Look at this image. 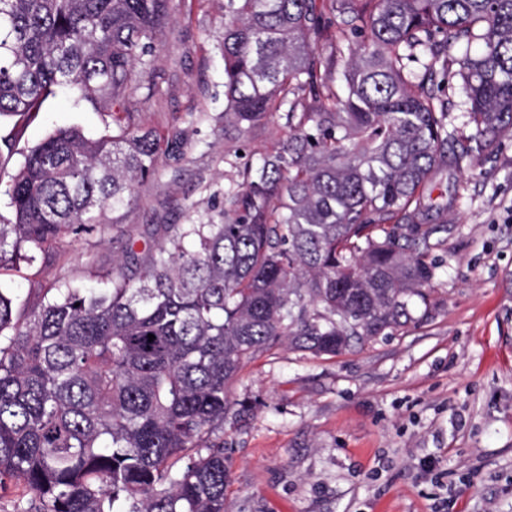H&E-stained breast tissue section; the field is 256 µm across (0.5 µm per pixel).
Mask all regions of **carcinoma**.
I'll use <instances>...</instances> for the list:
<instances>
[{
	"label": "carcinoma",
	"mask_w": 512,
	"mask_h": 512,
	"mask_svg": "<svg viewBox=\"0 0 512 512\" xmlns=\"http://www.w3.org/2000/svg\"><path fill=\"white\" fill-rule=\"evenodd\" d=\"M171 3L0 0V117L23 128L70 88L112 120L26 151L0 272L101 235L184 155L139 121ZM222 54L218 220L166 224L142 251L120 232L97 288L0 284V501L14 512H224V422L252 408L231 394L243 362L280 346L334 356L428 318L431 238L448 232L419 221L436 177L512 136V0H224ZM270 123L285 135L239 154ZM457 69L458 65L449 66L448 112L451 113L450 117L453 124L457 127H462L461 119H454L462 112L461 102L463 101V96L459 89L460 79L458 76H454Z\"/></svg>",
	"instance_id": "carcinoma-1"
}]
</instances>
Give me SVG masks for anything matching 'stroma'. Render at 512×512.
I'll list each match as a JSON object with an SVG mask.
<instances>
[{
	"instance_id": "35a3bbf8",
	"label": "stroma",
	"mask_w": 512,
	"mask_h": 512,
	"mask_svg": "<svg viewBox=\"0 0 512 512\" xmlns=\"http://www.w3.org/2000/svg\"><path fill=\"white\" fill-rule=\"evenodd\" d=\"M223 0H174L141 122L181 133L187 157L141 183L118 213L144 236L207 221L224 191ZM197 121L187 122L188 113ZM106 118L76 94L48 97L23 129L0 119V181L59 126L99 136ZM428 319L320 358L281 347L243 363L234 397L257 400L225 422V512H512V137L458 176ZM122 253L111 234L58 240L43 267L0 276L22 296Z\"/></svg>"
}]
</instances>
